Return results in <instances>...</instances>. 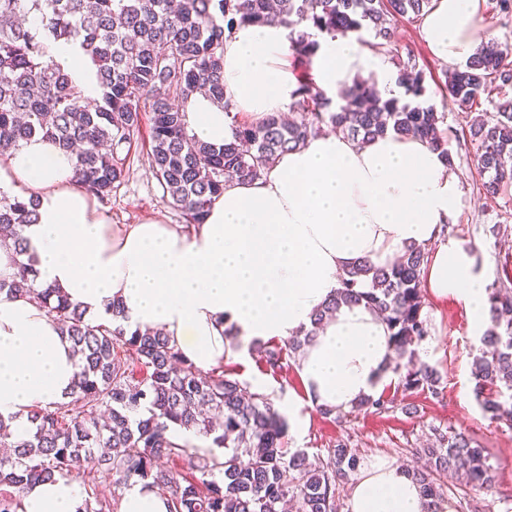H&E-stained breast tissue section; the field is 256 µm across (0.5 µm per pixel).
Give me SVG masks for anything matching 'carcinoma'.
<instances>
[{"instance_id": "obj_1", "label": "carcinoma", "mask_w": 512, "mask_h": 512, "mask_svg": "<svg viewBox=\"0 0 512 512\" xmlns=\"http://www.w3.org/2000/svg\"><path fill=\"white\" fill-rule=\"evenodd\" d=\"M431 0H0V160L41 136L71 152L75 179L103 204L126 176L117 149L139 131L141 111L151 114L152 171L162 198L193 224L224 190V177L254 180L278 156L304 145L323 126L340 129L359 143L389 132L418 137L445 157L448 137L440 130L445 113L424 105L426 73L415 61L398 62L404 97L382 96L372 78L355 77L335 103L316 85L312 59L315 32L360 33L382 49L391 21L420 19ZM308 21L315 32L299 29ZM280 23L291 29L292 49L303 68L298 78L299 116L276 115L236 122L231 140L220 148L187 132L182 100L203 91L230 110L224 97V33L235 25ZM75 41L95 66L102 98L91 107L60 65L47 59L49 41ZM512 48L493 41L479 45L465 65L448 72L445 87L459 108L470 112L481 96H503L497 111L470 125L473 161L487 176L485 194L512 185ZM179 91L171 98L170 90ZM37 221L36 204L0 190V246L11 252L12 273L0 274V294L17 281L30 283L28 297L58 320L80 355L70 400L34 406L24 438L11 432L13 417L0 414V512H23L25 488L33 483L82 472L85 491L80 512H116L126 489L141 482L169 497V512H336V486L361 465L339 442L319 465L305 452L284 445L285 419L263 395L250 394L224 373L206 374L188 363L160 334L129 331L118 304L112 322L95 324L79 305L50 287L36 285V270L21 234ZM428 252L409 246L386 267L360 263L347 271L336 296L311 318V326L288 338L296 354L324 317L342 305L365 303L385 317L395 352L390 363L403 392L440 394L441 375L415 365L416 346L429 336L423 315L422 275ZM490 326L479 338L472 365L474 392L484 417L512 429V287L486 288ZM135 355L141 377L126 359ZM390 400L366 397L355 411L380 413ZM211 440L195 454L192 472L159 467L163 458L188 451L170 439L177 429ZM437 448H424L427 465L412 471L424 497L455 501L457 512H477L472 491L489 490L495 470L485 450L462 433L438 434ZM111 478L109 494L98 492L99 475ZM450 474L456 484L446 485Z\"/></svg>"}]
</instances>
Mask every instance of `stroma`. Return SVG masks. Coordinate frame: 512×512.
<instances>
[{
    "instance_id": "1",
    "label": "stroma",
    "mask_w": 512,
    "mask_h": 512,
    "mask_svg": "<svg viewBox=\"0 0 512 512\" xmlns=\"http://www.w3.org/2000/svg\"><path fill=\"white\" fill-rule=\"evenodd\" d=\"M391 31L393 55L403 59L414 56L420 68L431 75L426 82L425 104L446 115L454 173L463 201L452 219L453 236L475 246L479 263L487 267L488 281L512 275V187L493 197L484 194V177L470 159V116L443 92L446 66L430 54L419 23L395 21ZM150 127V120L142 119L139 133L122 148L129 170L106 206L113 226L139 224L151 218L182 226L188 223L184 214L162 199V189L149 165ZM424 312L430 334L417 353L419 361L435 366L443 376V392L437 398L421 391L404 394L391 385L383 392L394 402L387 412H354L339 422L323 417L318 408L305 404L297 362L278 340L251 346L242 357L224 361V372L247 386H258L260 394L278 411H285L292 401L300 404L308 422L302 429H288L285 445L305 451L312 462L325 457L328 448L341 441L356 449L362 461L378 456L413 470L424 461V449L435 447L437 433L450 429L463 433L486 449L495 467L494 488L474 495L480 512H504L503 499L512 496V431L484 418L475 396L472 363L480 343L469 315L455 299L430 295L425 298ZM270 350L280 351V369L267 365L265 354Z\"/></svg>"
}]
</instances>
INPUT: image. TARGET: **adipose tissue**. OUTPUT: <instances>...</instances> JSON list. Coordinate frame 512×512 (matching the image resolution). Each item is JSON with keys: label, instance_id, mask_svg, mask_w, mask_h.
<instances>
[{"label": "adipose tissue", "instance_id": "ef3b65f1", "mask_svg": "<svg viewBox=\"0 0 512 512\" xmlns=\"http://www.w3.org/2000/svg\"><path fill=\"white\" fill-rule=\"evenodd\" d=\"M481 0H432L424 40L450 66L473 53ZM317 86L337 97L358 75L399 94L396 75L355 34L320 35ZM283 25H238L224 35V94L249 120L288 112L297 82ZM49 54L79 82L86 100L102 90L79 43H50ZM190 135L216 146L230 137L222 104L194 94L183 102ZM0 188L34 200L38 219L23 235L39 285L65 292L88 318L110 319L120 301L131 328L161 330L181 355L207 371L244 355L246 345L287 340L309 326L355 263L384 267L406 247L428 248L423 284L461 302L475 335L489 320L486 274L476 251L443 227L462 207L453 169L429 144L393 132L358 144L322 132L284 152L254 181L226 183L190 229L154 219L112 226L74 177V158L36 136L0 163ZM386 323L365 305L341 307L298 356L308 402L341 411L390 380ZM80 369L57 321L25 297L0 294V414L27 434L33 406L66 402ZM81 489L69 478L25 490L23 512H77ZM348 512H427L406 470L371 460L354 483Z\"/></svg>", "mask_w": 512, "mask_h": 512}]
</instances>
